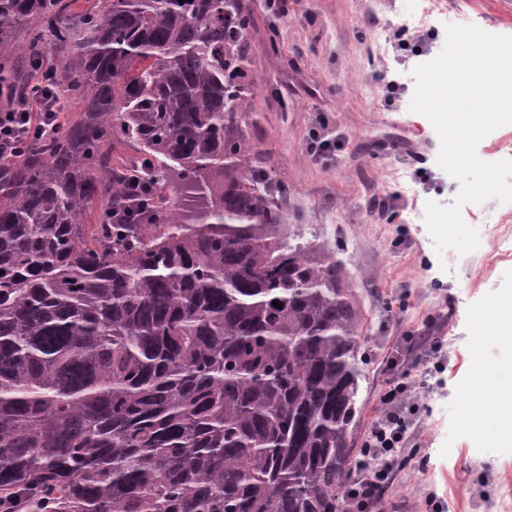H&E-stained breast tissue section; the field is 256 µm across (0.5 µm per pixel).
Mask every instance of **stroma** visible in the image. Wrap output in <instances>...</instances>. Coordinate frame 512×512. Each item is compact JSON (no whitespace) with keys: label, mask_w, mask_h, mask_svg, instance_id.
Segmentation results:
<instances>
[{"label":"stroma","mask_w":512,"mask_h":512,"mask_svg":"<svg viewBox=\"0 0 512 512\" xmlns=\"http://www.w3.org/2000/svg\"><path fill=\"white\" fill-rule=\"evenodd\" d=\"M256 66L242 129L254 159L288 183V222L304 239L325 241L358 304L364 356L360 447L381 415L390 380L409 384L408 442L384 489L379 512H502L512 490V443L494 415L462 420L466 399L481 402L478 367L512 384V343L493 333L486 309L512 291V236L480 241L461 255L436 253L427 202L453 204L460 183L437 163L432 123L410 111L416 57L393 32L430 37L429 57L449 24L512 36V0H288V16L248 0ZM401 85L387 98L384 84ZM336 143L329 159L310 152L314 133ZM442 371L423 375V363Z\"/></svg>","instance_id":"1"}]
</instances>
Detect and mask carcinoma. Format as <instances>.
<instances>
[{
  "label": "carcinoma",
  "mask_w": 512,
  "mask_h": 512,
  "mask_svg": "<svg viewBox=\"0 0 512 512\" xmlns=\"http://www.w3.org/2000/svg\"><path fill=\"white\" fill-rule=\"evenodd\" d=\"M252 24L243 0H0V90L52 55L78 108L0 156L4 507L352 512L357 302L249 160ZM134 164L151 207L111 224Z\"/></svg>",
  "instance_id": "obj_1"
}]
</instances>
